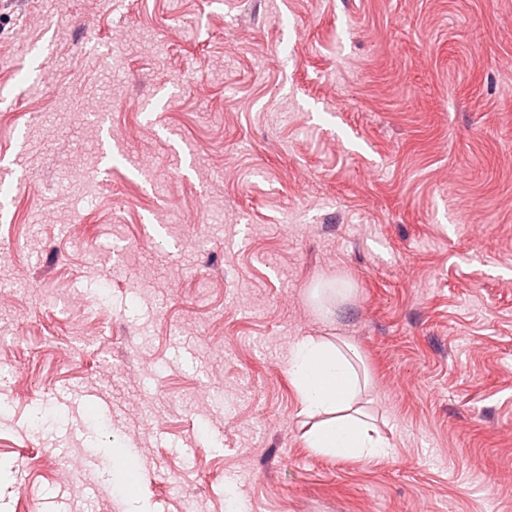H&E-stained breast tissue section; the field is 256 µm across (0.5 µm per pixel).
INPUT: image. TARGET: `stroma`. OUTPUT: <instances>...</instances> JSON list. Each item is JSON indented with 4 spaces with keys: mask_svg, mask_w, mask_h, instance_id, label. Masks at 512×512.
Returning <instances> with one entry per match:
<instances>
[{
    "mask_svg": "<svg viewBox=\"0 0 512 512\" xmlns=\"http://www.w3.org/2000/svg\"><path fill=\"white\" fill-rule=\"evenodd\" d=\"M2 149L0 512H512V0H0ZM358 354L345 336L336 342L301 338L288 361L300 396L301 413L317 421L307 433V448L336 458L374 459L388 452V445L369 418L357 408L369 386L366 372L355 360Z\"/></svg>",
    "mask_w": 512,
    "mask_h": 512,
    "instance_id": "35a3bbf8",
    "label": "stroma"
}]
</instances>
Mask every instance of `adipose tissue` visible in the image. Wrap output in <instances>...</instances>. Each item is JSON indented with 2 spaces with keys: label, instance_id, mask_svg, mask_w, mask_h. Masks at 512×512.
I'll use <instances>...</instances> for the list:
<instances>
[{
  "label": "adipose tissue",
  "instance_id": "obj_1",
  "mask_svg": "<svg viewBox=\"0 0 512 512\" xmlns=\"http://www.w3.org/2000/svg\"><path fill=\"white\" fill-rule=\"evenodd\" d=\"M357 357L344 336L333 341L304 337L291 352L288 372L302 413L313 420L306 443L316 453L374 459L388 452L387 443L358 406L370 380L360 372Z\"/></svg>",
  "mask_w": 512,
  "mask_h": 512
}]
</instances>
